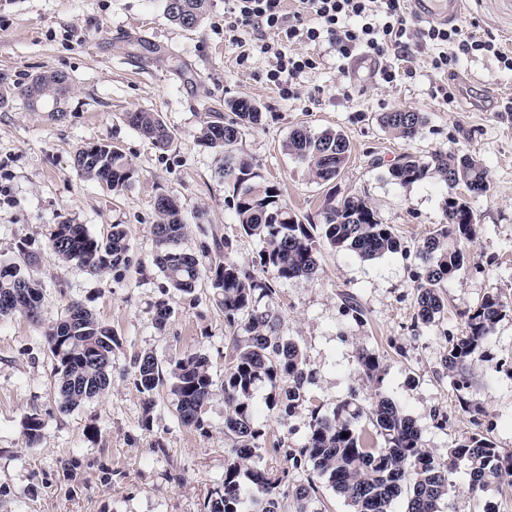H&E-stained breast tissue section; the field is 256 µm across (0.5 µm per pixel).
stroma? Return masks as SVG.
I'll use <instances>...</instances> for the list:
<instances>
[{
    "instance_id": "obj_1",
    "label": "stroma",
    "mask_w": 512,
    "mask_h": 512,
    "mask_svg": "<svg viewBox=\"0 0 512 512\" xmlns=\"http://www.w3.org/2000/svg\"><path fill=\"white\" fill-rule=\"evenodd\" d=\"M455 24L494 36L512 51V0H464ZM301 50L315 57L316 67L295 78L298 94L288 98L266 78L271 56L225 42L224 0H208L204 20L191 29L168 19L165 0H0V72L25 83L58 71L71 86L59 116L19 100L0 109V263L31 256L30 273L43 291L38 320L20 313L0 318V512H208L224 478V391L215 388L202 408L207 435L178 422L166 386L154 396L149 427H142L133 357L150 351L165 367L203 354L218 382L231 362L224 311L210 282L190 294L167 288L154 264L152 235L155 201L172 195L186 224L181 249L199 254L225 238L233 259L255 269L260 244L242 235L229 205L231 192L219 174L224 156L196 140L211 113L232 120L225 109L231 99L259 106L261 123L244 129L236 151L279 187L300 223H322L328 193L360 196L404 246L371 261L325 247L314 275L276 282L270 306L282 335L306 355L313 380L310 403L289 417L268 408L269 384L256 387L257 422L281 446L264 452V465L289 469L284 452L301 446L311 408L328 413L350 398L364 408L380 397L393 401L442 459L475 432L512 450V112L502 109L503 99L512 98V71L476 52L460 56L447 73L434 66L437 50L426 47L403 61L386 53L383 64L397 72L388 85L367 67H353L328 39ZM141 109L158 113L171 132L166 148L126 122V113ZM397 109L424 114L415 139L380 125L382 113ZM299 127L348 139L349 160L336 181L316 182L288 154V136ZM97 142L118 147L134 170L121 193L73 165L80 147ZM449 150L480 160L490 190L470 200L478 224L467 246L470 260L443 285L444 314L424 326L415 322L416 248L443 224L447 188L436 179L400 184L388 168L404 154L427 160ZM63 222L84 225L98 238L123 225L138 269L118 281L62 263L50 235ZM489 294L499 295L509 311L474 367V389L461 395L443 357L449 337L464 329L462 312ZM349 296L363 309V321L346 306ZM160 299L173 310L162 332L153 322ZM74 301L109 325L120 346L110 391L63 413L47 335ZM361 347L380 354V381L359 372ZM33 415L44 423L34 445L25 436ZM289 471L294 485L309 477ZM451 481L439 512H512V490L474 495L461 468Z\"/></svg>"
}]
</instances>
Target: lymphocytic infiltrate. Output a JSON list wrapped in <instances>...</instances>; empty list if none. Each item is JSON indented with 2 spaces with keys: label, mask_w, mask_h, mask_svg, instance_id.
<instances>
[{
  "label": "lymphocytic infiltrate",
  "mask_w": 512,
  "mask_h": 512,
  "mask_svg": "<svg viewBox=\"0 0 512 512\" xmlns=\"http://www.w3.org/2000/svg\"><path fill=\"white\" fill-rule=\"evenodd\" d=\"M224 35L239 39L241 31L254 28L274 33L271 42H262V53L273 55L275 64L267 74L270 83L284 95H292V81L314 69L315 60L299 52H284L283 43L313 42L328 34L343 58L362 54L374 59L390 49L409 53L415 47L439 46L436 67L475 51L493 54L505 69L512 70V53L504 51L495 38L464 35L459 27L415 26L405 0H294L295 15H313L314 26L299 29L287 24L284 0H227Z\"/></svg>",
  "instance_id": "obj_1"
}]
</instances>
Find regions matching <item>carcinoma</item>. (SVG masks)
Segmentation results:
<instances>
[{"label": "carcinoma", "instance_id": "carcinoma-1", "mask_svg": "<svg viewBox=\"0 0 512 512\" xmlns=\"http://www.w3.org/2000/svg\"><path fill=\"white\" fill-rule=\"evenodd\" d=\"M207 0H166L168 19L179 25L200 24ZM70 90L68 77L60 72L33 76L26 85L15 86L6 73H0V107L15 96L25 99L32 110L52 102V111ZM249 100L230 103L236 119L224 122L220 112L211 114L197 141L235 161V167L223 169L224 184L232 189V203L241 234L255 238L261 248L259 266L274 273L276 280L308 277L315 273L319 245L336 251L353 252L372 260L401 250V241L393 228L382 223L373 206L363 198L326 199L324 224L307 226L281 198L279 188L262 180L255 164L234 152L244 128L256 125L262 112L248 106ZM130 126L153 143L164 148L172 135L156 112L138 110L125 115ZM382 126L404 140L414 139L425 122L421 112H385ZM288 154L307 165L316 182L336 180L350 153L347 138L336 132L313 133L305 128L293 130L286 142ZM76 169L86 177L104 183L119 193L130 183L133 168L124 154L109 143L84 146L77 150ZM390 176L411 184L437 177L448 186L444 200L446 222L417 246L423 271L416 275L417 320L424 325L436 323L445 309L441 288L464 267L469 257L464 244L477 234L475 213L468 200L456 192L462 184L471 193L486 194L489 181L482 164L473 156L458 151L439 152L423 161L406 154L389 168ZM158 222L152 233L156 243L155 265L164 274L168 286L184 293L194 291L206 278L218 290L216 302L224 309L225 327L232 332V362L224 372V437L230 441L224 465V491L208 501V512H281V490L288 483V473H277L261 464L266 434L256 424L252 391L260 382L276 388L268 407L290 417L307 400L311 370L300 348L280 334L279 318L261 301L275 293L271 281L237 264L232 244H215L214 251L202 255L179 248L186 224L177 198L155 205ZM319 234H314V231ZM50 245L63 262H77L98 273H110L120 280L134 267L127 234L120 224L112 225L105 239L90 235L82 224L62 223L51 234ZM31 259L23 257L8 267H0V302L11 298L25 279L27 301L9 309L0 308V317L22 312L38 318L42 291L28 272ZM505 305L495 294L485 296L479 305L464 313L465 334L448 339L444 363L452 373L456 390L472 387V370L483 358L486 340L502 319ZM50 352L57 361L55 390L61 398L59 410L69 412L100 396L111 386L112 355L119 340L89 309L79 303L67 308L65 318L48 335ZM363 375L373 380L380 376L381 361L373 351L360 349L356 355ZM133 383L145 396L142 426L149 427L154 408L153 393L167 384L174 396L180 423L207 434L201 409L214 391L217 381L209 360L202 354H190L174 360L168 373L153 352L144 351L133 359ZM343 400L331 413L311 411L308 431L298 449L285 451L295 468L312 466L351 512H391L393 502L409 487L407 512H437L439 503L452 491L450 475L462 466L469 477L470 489L484 492L492 486L512 488V452H504L480 433L472 434L448 449V460L441 461L425 448L414 421L386 398H380L363 410L352 408ZM366 413L373 433L356 427L361 413ZM44 423L28 418L25 431L29 443L37 444L43 436ZM348 437H342V433ZM298 512H310L317 499L318 486L311 478L292 488Z\"/></svg>", "mask_w": 512, "mask_h": 512}]
</instances>
